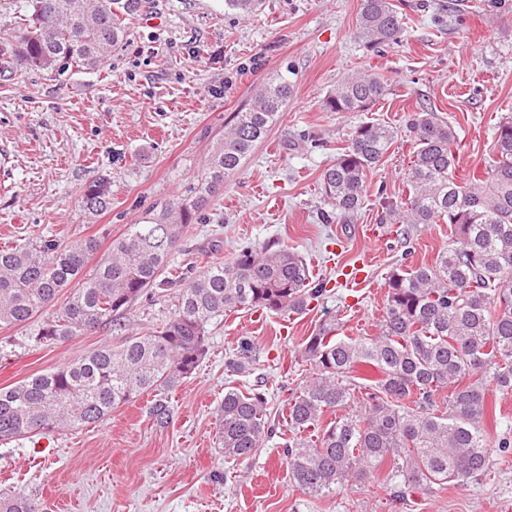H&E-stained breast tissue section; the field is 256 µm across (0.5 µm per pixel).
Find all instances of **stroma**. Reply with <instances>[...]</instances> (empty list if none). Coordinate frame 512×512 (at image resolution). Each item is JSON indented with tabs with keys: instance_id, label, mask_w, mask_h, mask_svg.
<instances>
[{
	"instance_id": "1",
	"label": "stroma",
	"mask_w": 512,
	"mask_h": 512,
	"mask_svg": "<svg viewBox=\"0 0 512 512\" xmlns=\"http://www.w3.org/2000/svg\"><path fill=\"white\" fill-rule=\"evenodd\" d=\"M359 7L263 0L244 18L215 0H148L100 68L0 74V246L40 234L63 244L92 236L104 248L184 194L228 113L286 76L293 95L277 125L210 199L209 223L189 225L173 265L199 271L276 241L327 286L299 315L227 313L175 391L141 394L97 425L0 443V497L31 496L48 512H512V453L495 446L487 472L468 486L435 484L403 498L383 491L384 467L319 498L289 476L285 400L309 372L299 355L307 337L332 320L344 335H374L389 272L431 262L449 242L445 224L407 225L401 240L379 221L380 198L407 192L408 117L424 108L453 128L462 176L490 161L494 128L512 113V0H401V37L377 52L357 38ZM355 72L383 74L387 95L367 112L326 111V94ZM369 121L396 128L395 141L369 173L354 223H325L321 174ZM101 172L112 176V209L91 220L77 195ZM172 308L171 296H145L120 326L42 347L23 329H0V387L119 345ZM232 358L249 362L250 373L230 374ZM230 386L265 391L276 428L244 462L215 443ZM159 400L171 412L164 425L151 412Z\"/></svg>"
}]
</instances>
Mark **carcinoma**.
Here are the masks:
<instances>
[{"instance_id": "cac0c4a2", "label": "carcinoma", "mask_w": 512, "mask_h": 512, "mask_svg": "<svg viewBox=\"0 0 512 512\" xmlns=\"http://www.w3.org/2000/svg\"><path fill=\"white\" fill-rule=\"evenodd\" d=\"M260 2L225 0L242 17L252 16ZM146 3L30 0L26 19L0 29V60L12 71L93 69L126 39L123 20ZM402 29L394 0H361L357 34L364 47L396 44ZM292 93L283 76L264 83L225 124L197 186L145 223L130 225L104 252L93 237L0 247V328H26L38 346L118 325L140 297L177 287L174 311L157 328L0 388V441L99 424L144 392L181 384L204 355L210 327L225 314L255 308L300 314L322 295L325 288L312 282L305 258L276 242L245 247L199 273L164 278L187 227L206 223L209 198L266 139ZM386 94L380 75L351 74L328 94L324 109L365 112ZM408 125L414 136L408 197L383 202L381 221L447 224L450 242L432 263L389 273L376 335L339 336L329 322L303 345L312 374L286 399L292 436L283 448L293 482L311 497L335 494L387 461L398 480L388 488L399 497L432 484L468 485L489 466L486 388L512 393V114L497 125L491 161L463 182L455 178L458 145L448 123L421 110ZM396 135L378 122L353 129L321 175L332 207L325 222L354 223L367 173ZM78 202L90 218L112 209L111 178L90 180ZM328 412L335 418L326 423ZM273 432L264 392H224L215 431L224 457L252 458ZM0 512L46 507L17 495L0 498Z\"/></svg>"}]
</instances>
